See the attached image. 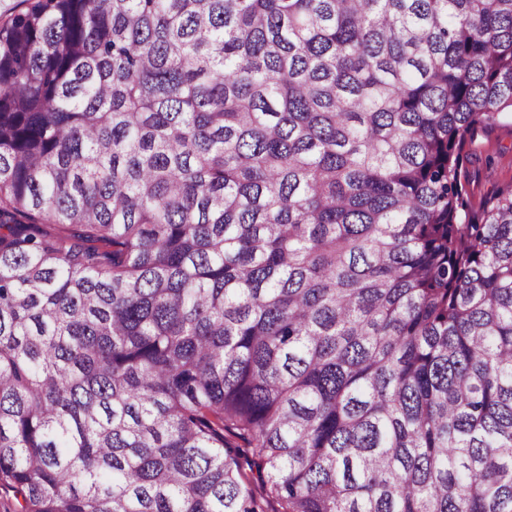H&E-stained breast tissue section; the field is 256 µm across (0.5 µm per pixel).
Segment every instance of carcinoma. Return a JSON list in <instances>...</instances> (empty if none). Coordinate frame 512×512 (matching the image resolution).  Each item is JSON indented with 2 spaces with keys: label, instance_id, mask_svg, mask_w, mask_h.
<instances>
[{
  "label": "carcinoma",
  "instance_id": "1",
  "mask_svg": "<svg viewBox=\"0 0 512 512\" xmlns=\"http://www.w3.org/2000/svg\"><path fill=\"white\" fill-rule=\"evenodd\" d=\"M0 12L18 512H512V0ZM471 210L479 213L499 189L512 184V121L479 127L463 151L458 170Z\"/></svg>",
  "mask_w": 512,
  "mask_h": 512
}]
</instances>
